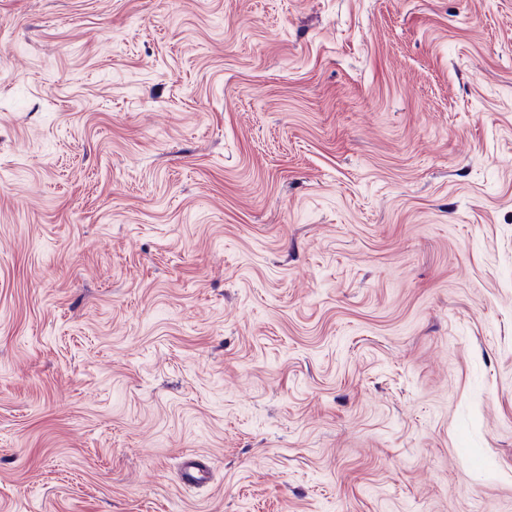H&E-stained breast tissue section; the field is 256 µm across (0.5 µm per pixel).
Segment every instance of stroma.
<instances>
[{
    "instance_id": "stroma-1",
    "label": "stroma",
    "mask_w": 512,
    "mask_h": 512,
    "mask_svg": "<svg viewBox=\"0 0 512 512\" xmlns=\"http://www.w3.org/2000/svg\"><path fill=\"white\" fill-rule=\"evenodd\" d=\"M0 512H512V0H0ZM208 463L207 458L201 455L188 457L181 473V482L188 487H193L202 482Z\"/></svg>"
}]
</instances>
